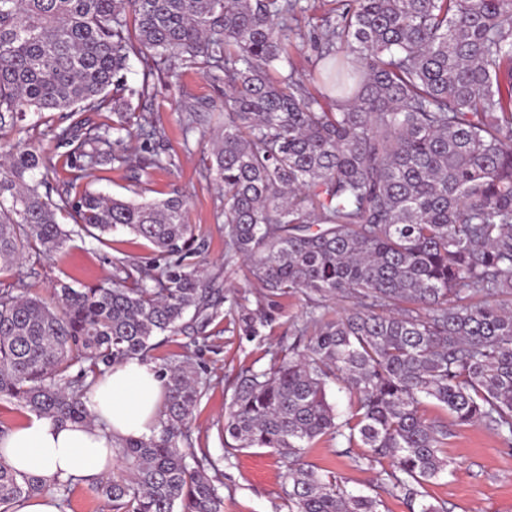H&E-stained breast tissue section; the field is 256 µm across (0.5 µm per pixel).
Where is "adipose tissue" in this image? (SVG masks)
Returning a JSON list of instances; mask_svg holds the SVG:
<instances>
[{"label": "adipose tissue", "instance_id": "ef3b65f1", "mask_svg": "<svg viewBox=\"0 0 512 512\" xmlns=\"http://www.w3.org/2000/svg\"><path fill=\"white\" fill-rule=\"evenodd\" d=\"M165 384L155 365L130 360L100 375L89 397L93 424L60 425L31 416L0 434V458L20 475L48 482L72 476H107L115 438H149L156 432Z\"/></svg>", "mask_w": 512, "mask_h": 512}]
</instances>
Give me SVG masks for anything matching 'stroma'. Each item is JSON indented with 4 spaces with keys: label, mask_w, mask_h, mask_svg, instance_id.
I'll return each instance as SVG.
<instances>
[{
    "label": "stroma",
    "mask_w": 512,
    "mask_h": 512,
    "mask_svg": "<svg viewBox=\"0 0 512 512\" xmlns=\"http://www.w3.org/2000/svg\"><path fill=\"white\" fill-rule=\"evenodd\" d=\"M300 5L302 11L291 24L289 60L306 74L315 58L310 34L322 26L331 2L300 0ZM146 78L154 84L155 91L139 100L137 106L151 115L160 130L172 166L151 171L137 180L128 170L104 162L91 169L81 185L124 199H162L174 188L186 195L189 220L195 226L198 243L204 246L191 261L204 268L205 280H216L224 300L218 316L202 333L170 339L158 336V346L149 361L160 366L190 355L201 363L211 380L207 395L194 413L192 430L197 447L206 450L223 473L220 493L224 512H289L285 494L287 462L269 448H244L226 455L220 426L237 374L247 367L263 370L273 366L278 352L292 342L293 328L305 315L306 301L301 295H267L250 280L242 260L229 255L222 194L213 182L200 175L209 161L210 140L223 121V84L182 66L173 72L165 68L152 72L146 60L131 58L129 85L140 86ZM188 94L208 102L210 108L202 112L197 128L187 134L182 129L181 105ZM26 121L24 129L0 131V146L28 142L60 166L64 149L56 138L58 113L47 112L40 118L31 113ZM60 222L71 233L66 246L42 261L35 275L18 267L0 273V282L27 278L32 293L50 303L55 284H107L118 261H146L152 256L151 245L125 228L97 239L77 230L68 217H61ZM244 314L259 318L257 335H247L241 327L240 317ZM364 453V448H347L342 440L326 435L306 449L303 461L319 472L336 476L348 491L380 500L381 512H408L402 499L391 492L388 462L368 463L363 459ZM443 454L452 466L425 484L424 503L444 507L445 512H512V452L494 431L483 425L454 428Z\"/></svg>",
    "instance_id": "35a3bbf8"
}]
</instances>
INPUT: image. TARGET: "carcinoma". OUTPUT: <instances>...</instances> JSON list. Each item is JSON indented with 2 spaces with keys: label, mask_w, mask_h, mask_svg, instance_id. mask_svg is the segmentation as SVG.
<instances>
[{
  "label": "carcinoma",
  "mask_w": 512,
  "mask_h": 512,
  "mask_svg": "<svg viewBox=\"0 0 512 512\" xmlns=\"http://www.w3.org/2000/svg\"><path fill=\"white\" fill-rule=\"evenodd\" d=\"M296 0H0V129L30 112L66 126L67 186L103 161L171 165L136 113L130 56L196 68L224 84V126L201 176L224 192V237L273 295L307 310L270 372L241 371L224 448H271L288 461L292 512H378L301 463L325 435L388 461L392 493L414 509L449 466L453 426L484 424L512 447V0H336L310 72L288 61ZM202 102L187 97L184 130ZM87 112H110L112 125ZM142 139L143 155L120 150ZM45 169L42 178L36 171ZM35 150L0 161V272L30 273L68 240L57 212L100 238L122 226L156 251L115 265L109 285L0 288V397L58 423L93 422L88 395L106 368L144 359L158 335L217 316L203 288L185 199L125 200L84 191L51 200ZM340 304L331 308L326 301ZM165 399L147 439H117L122 472L92 479L114 512H224L222 473L192 437L210 389L189 363L159 368ZM353 396L341 416L330 384ZM431 399L450 420L428 419ZM72 480L18 476L0 459V512L45 493L70 506Z\"/></svg>",
  "instance_id": "obj_1"
}]
</instances>
